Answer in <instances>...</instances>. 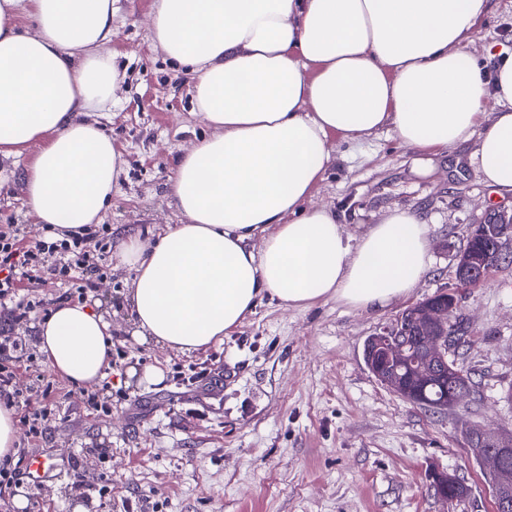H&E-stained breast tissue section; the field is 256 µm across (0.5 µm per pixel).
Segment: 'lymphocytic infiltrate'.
<instances>
[{
    "label": "lymphocytic infiltrate",
    "mask_w": 512,
    "mask_h": 512,
    "mask_svg": "<svg viewBox=\"0 0 512 512\" xmlns=\"http://www.w3.org/2000/svg\"><path fill=\"white\" fill-rule=\"evenodd\" d=\"M50 225L29 229L20 224L0 225V307L6 308L12 323H28L47 316L42 301L25 300L19 287L26 281L54 280L76 293L92 287L101 271L102 254L111 252L107 227L87 225L82 232L46 241ZM26 339L0 330V404H22L23 395L14 379L22 365L32 362Z\"/></svg>",
    "instance_id": "1"
}]
</instances>
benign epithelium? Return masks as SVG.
Returning <instances> with one entry per match:
<instances>
[{
    "instance_id": "obj_1",
    "label": "benign epithelium",
    "mask_w": 512,
    "mask_h": 512,
    "mask_svg": "<svg viewBox=\"0 0 512 512\" xmlns=\"http://www.w3.org/2000/svg\"><path fill=\"white\" fill-rule=\"evenodd\" d=\"M512 229V210L497 209L489 213L483 223L487 247L480 257H475L469 248H464L456 257V287L476 288L487 281L488 273L499 266L506 254V246L512 245V236L504 238L502 226ZM459 307V295L454 291L436 300L432 297L409 307L396 319L381 326L367 341L365 363L369 371L381 378L383 385L388 380L381 376L382 363L406 357V344L401 331L408 329L404 320L420 328L421 335L415 337L417 345L427 354L420 365V375L430 378L448 354L452 345L451 317ZM476 459L493 477V492L497 512H512V492L508 491V471L502 464L501 454L481 445L473 446Z\"/></svg>"
}]
</instances>
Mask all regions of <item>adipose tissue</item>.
Segmentation results:
<instances>
[{
    "label": "adipose tissue",
    "instance_id": "1",
    "mask_svg": "<svg viewBox=\"0 0 512 512\" xmlns=\"http://www.w3.org/2000/svg\"><path fill=\"white\" fill-rule=\"evenodd\" d=\"M115 0H0V157H27L37 223H101L125 161L96 118L116 98ZM490 0H151L150 30L194 77L209 133L177 158L184 218L117 245L142 342L191 354L223 342L269 295L388 306L428 271L423 217L389 213L360 238L311 203L330 137L391 129L445 151L474 143L483 182L512 192V51L465 54ZM31 30H23L20 17ZM51 371L89 386L112 353L99 305L58 303L37 324Z\"/></svg>",
    "mask_w": 512,
    "mask_h": 512
}]
</instances>
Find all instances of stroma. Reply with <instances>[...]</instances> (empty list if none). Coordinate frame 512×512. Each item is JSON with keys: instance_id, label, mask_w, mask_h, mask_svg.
<instances>
[{"instance_id": "35a3bbf8", "label": "stroma", "mask_w": 512, "mask_h": 512, "mask_svg": "<svg viewBox=\"0 0 512 512\" xmlns=\"http://www.w3.org/2000/svg\"><path fill=\"white\" fill-rule=\"evenodd\" d=\"M149 4L117 0L112 22L123 80L102 126L126 161L104 217L116 238L179 223L176 159L207 132L193 113L191 74L152 43ZM504 47L512 48V0H491L462 50L481 58ZM331 141L336 160L315 200L336 209L354 236L392 210L420 213L430 269L416 288L377 311L333 299L288 309L265 296L223 343L182 355L133 339L125 304L133 272L110 253L86 297L112 322L111 367L92 387L100 406L68 399L71 382L44 358L18 371L26 402L16 408L13 460L36 448L61 472L36 485L19 475L0 512H73L79 504L86 512H492L490 475L466 432H512V263L461 293L457 314L470 342L458 362L473 389L459 406L432 413L391 393L367 368L364 345L406 308L454 288L456 253L490 211L512 208V193L485 185L471 143L434 154L421 175L422 151L392 130ZM25 168L0 159L9 176L0 186V225H36L25 205ZM133 367L159 369L164 379L128 378ZM48 387L60 394L56 419L34 435L25 416ZM434 470L462 477L468 498L440 500ZM18 496L27 502L21 511Z\"/></svg>"}]
</instances>
